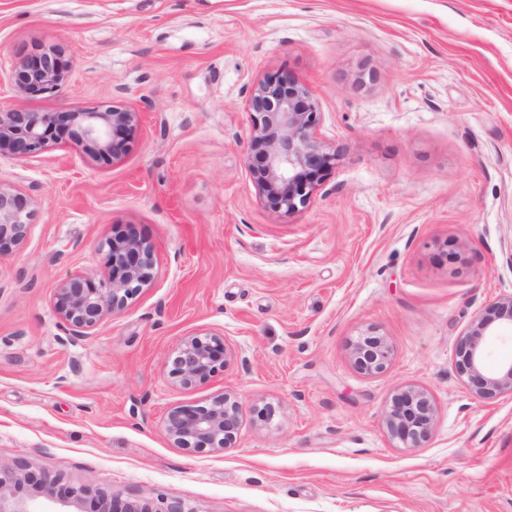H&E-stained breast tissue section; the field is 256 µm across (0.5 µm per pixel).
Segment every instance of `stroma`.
<instances>
[{
	"label": "stroma",
	"instance_id": "1",
	"mask_svg": "<svg viewBox=\"0 0 512 512\" xmlns=\"http://www.w3.org/2000/svg\"><path fill=\"white\" fill-rule=\"evenodd\" d=\"M51 47L69 85L0 83V105L140 119L117 161L65 139L0 157V185L36 201L0 256V460L195 512H512V398L477 401L455 365L512 294V0H0V71ZM282 69L338 155L292 215L246 165L249 91ZM131 228L151 284L69 341L58 284L108 277ZM367 332L391 348L378 375L351 361ZM194 335L227 355L185 387L170 370ZM409 386L436 407L413 450L383 422ZM225 393L234 447L173 445L168 414Z\"/></svg>",
	"mask_w": 512,
	"mask_h": 512
}]
</instances>
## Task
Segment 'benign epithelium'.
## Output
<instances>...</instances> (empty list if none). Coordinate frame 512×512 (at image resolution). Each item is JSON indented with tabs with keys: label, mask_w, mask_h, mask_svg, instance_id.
Listing matches in <instances>:
<instances>
[{
	"label": "benign epithelium",
	"mask_w": 512,
	"mask_h": 512,
	"mask_svg": "<svg viewBox=\"0 0 512 512\" xmlns=\"http://www.w3.org/2000/svg\"><path fill=\"white\" fill-rule=\"evenodd\" d=\"M9 83L20 96L56 93L68 86L58 51L54 48L35 59L21 60L0 82ZM251 114L247 166L259 195L274 210L290 215L305 207L322 179L336 166L320 130V112L309 88L282 70L251 87L247 100ZM139 113L122 107L99 110L30 112L0 107V155L22 162L46 150L64 133L72 145L99 160L125 154ZM33 199L25 193L0 187V253L22 248L34 215ZM109 278L98 280L87 272L62 281L56 288V309L69 326L70 339L91 334L102 320L121 311L153 279L152 246L134 230L107 243ZM512 329V295L488 304L461 335L456 347V369L466 378L480 401L512 396V362L490 370L486 337ZM224 343L213 337L193 336L179 346L171 374L185 387L207 382L225 357ZM391 350L385 339L372 333L353 345V365L364 374L383 373ZM435 406L430 396L416 388L399 390L392 398L384 422L390 437L402 448H422L432 436ZM240 426V405L226 394L206 406L172 411L166 430L173 443L194 451L234 447ZM197 512L180 501L136 497L123 499L102 488L67 484L48 471L35 475L23 461L0 462V512Z\"/></svg>",
	"instance_id": "obj_1"
}]
</instances>
